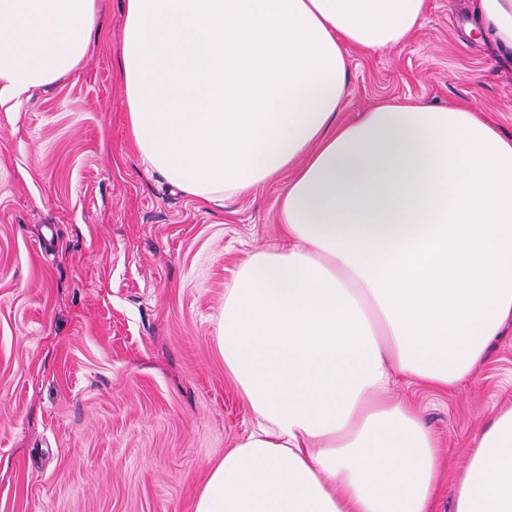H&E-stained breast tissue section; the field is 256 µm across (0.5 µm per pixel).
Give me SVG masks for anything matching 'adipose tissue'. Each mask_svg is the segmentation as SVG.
Returning <instances> with one entry per match:
<instances>
[{
	"label": "adipose tissue",
	"instance_id": "ef3b65f1",
	"mask_svg": "<svg viewBox=\"0 0 512 512\" xmlns=\"http://www.w3.org/2000/svg\"><path fill=\"white\" fill-rule=\"evenodd\" d=\"M426 0H122L118 78L146 170L214 201L291 171L282 243L240 266L217 338L257 427L194 512H432L437 443L394 378L466 384L512 322V138L469 106L354 121L344 46L399 45ZM512 50V0H476ZM96 0H0V101L82 66ZM454 512H512V403L471 443Z\"/></svg>",
	"mask_w": 512,
	"mask_h": 512
}]
</instances>
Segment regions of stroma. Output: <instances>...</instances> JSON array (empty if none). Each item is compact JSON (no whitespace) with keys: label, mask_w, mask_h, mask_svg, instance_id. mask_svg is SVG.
Returning <instances> with one entry per match:
<instances>
[{"label":"stroma","mask_w":512,"mask_h":512,"mask_svg":"<svg viewBox=\"0 0 512 512\" xmlns=\"http://www.w3.org/2000/svg\"><path fill=\"white\" fill-rule=\"evenodd\" d=\"M73 73L0 106V512H192L254 415L216 319L238 264L281 242L289 173L203 203L145 171L114 73L121 0ZM472 0H428L416 35L347 49L337 121L414 100L474 107L512 136V53L477 40ZM457 473L512 401V324L460 390L397 386Z\"/></svg>","instance_id":"obj_1"}]
</instances>
